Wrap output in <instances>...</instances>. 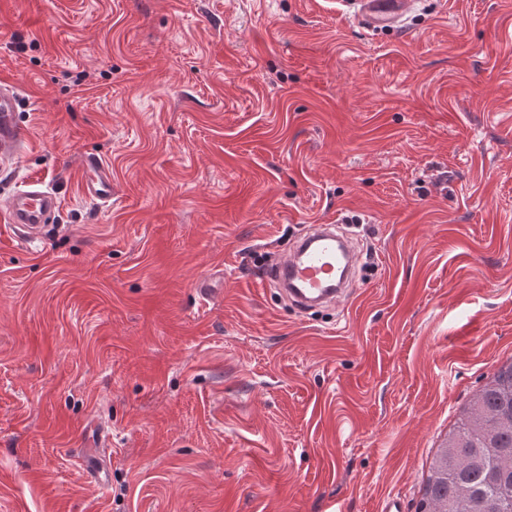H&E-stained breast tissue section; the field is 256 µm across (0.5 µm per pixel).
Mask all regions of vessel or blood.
Here are the masks:
<instances>
[{
  "mask_svg": "<svg viewBox=\"0 0 512 512\" xmlns=\"http://www.w3.org/2000/svg\"><path fill=\"white\" fill-rule=\"evenodd\" d=\"M414 0H351L355 15L369 29H393L413 7ZM20 95L13 83L0 82V160H8L20 147L16 112ZM82 186L85 196L100 202L112 198V170L95 156H85L81 163ZM60 200L56 193L32 182L25 189L16 191L0 202L17 238L27 239L37 235L41 224L58 211ZM345 259L349 271H357L356 250L333 224H314L303 239L298 240L289 252L275 256L270 274L263 280V287L277 285L283 297L298 311L312 308H332L338 301L353 292L352 281L337 283L336 261ZM88 446L82 451L85 471L99 485H107L109 471L103 465L100 451L105 446L102 433L94 431L87 438Z\"/></svg>",
  "mask_w": 512,
  "mask_h": 512,
  "instance_id": "vessel-or-blood-1",
  "label": "vessel or blood"
}]
</instances>
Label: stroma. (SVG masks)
<instances>
[{"mask_svg":"<svg viewBox=\"0 0 512 512\" xmlns=\"http://www.w3.org/2000/svg\"><path fill=\"white\" fill-rule=\"evenodd\" d=\"M1 80L0 201L61 207L35 241L0 215V512H416L512 358V0L382 32L340 0H0ZM354 214L376 268L337 309L259 290L255 256ZM18 87L11 82H0V160L5 163L21 146L16 112L20 98ZM84 195L100 202L112 199V169L96 156L86 155L81 163ZM105 440L106 437L93 428L87 438L90 448H81L84 470L103 487L108 484L110 475L108 469L102 464L100 457L101 449L110 447L109 444H105Z\"/></svg>","mask_w":512,"mask_h":512,"instance_id":"1","label":"stroma"}]
</instances>
